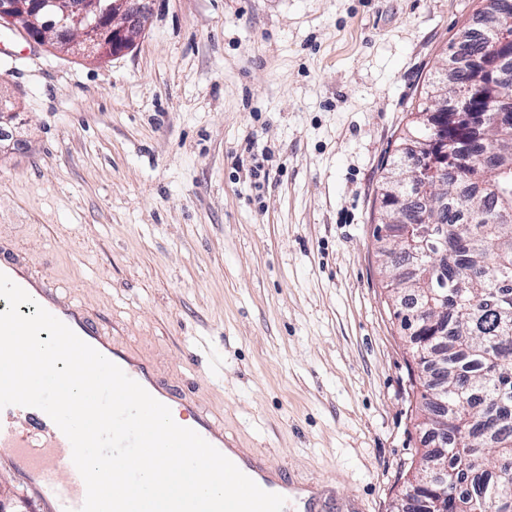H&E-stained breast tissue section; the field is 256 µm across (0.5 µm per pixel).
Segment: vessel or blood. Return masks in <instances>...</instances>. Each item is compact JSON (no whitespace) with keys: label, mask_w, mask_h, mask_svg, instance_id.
I'll return each mask as SVG.
<instances>
[{"label":"vessel or blood","mask_w":512,"mask_h":512,"mask_svg":"<svg viewBox=\"0 0 512 512\" xmlns=\"http://www.w3.org/2000/svg\"><path fill=\"white\" fill-rule=\"evenodd\" d=\"M0 273L22 287L32 297V303H39L86 343L106 353L158 401L169 407H187L186 398L177 397L161 384L147 363L137 359L115 337L103 335L85 309L60 298L47 277L35 276L28 266L4 257L0 258ZM189 426L263 490L294 500L300 512H316V493L288 483L282 466L270 457L231 447L223 424L198 413ZM0 463L17 471L43 512H80L86 498L85 482L72 461L68 438L43 411L16 405L0 409Z\"/></svg>","instance_id":"b4317fda"}]
</instances>
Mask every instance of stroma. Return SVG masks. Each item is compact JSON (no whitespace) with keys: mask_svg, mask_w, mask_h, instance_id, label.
<instances>
[{"mask_svg":"<svg viewBox=\"0 0 512 512\" xmlns=\"http://www.w3.org/2000/svg\"><path fill=\"white\" fill-rule=\"evenodd\" d=\"M481 6L153 0L103 62L5 36L0 255L323 512H397L425 437L379 186Z\"/></svg>","mask_w":512,"mask_h":512,"instance_id":"35a3bbf8","label":"stroma"}]
</instances>
